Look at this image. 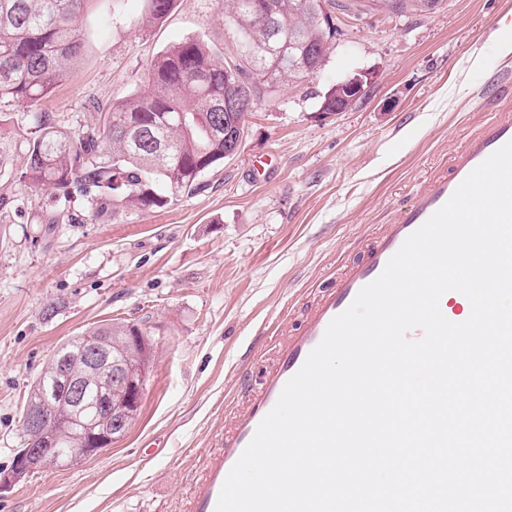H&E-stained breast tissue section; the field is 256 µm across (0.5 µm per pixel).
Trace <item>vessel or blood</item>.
<instances>
[{
    "mask_svg": "<svg viewBox=\"0 0 512 512\" xmlns=\"http://www.w3.org/2000/svg\"><path fill=\"white\" fill-rule=\"evenodd\" d=\"M511 140L512 114L506 112L483 122L471 140L450 155L447 167L435 173L424 189L414 193L409 205L399 209L390 223L370 238L362 254L342 264L325 287L314 291L299 325L285 335L272 337L273 359L242 389L236 407L225 419L217 450L190 491L185 512H215L230 469L331 320L350 306L361 288L378 277L406 238L451 197L468 174ZM467 304L464 295L451 291L442 297L440 307L447 319L459 322L463 319L460 309Z\"/></svg>",
    "mask_w": 512,
    "mask_h": 512,
    "instance_id": "b4317fda",
    "label": "vessel or blood"
}]
</instances>
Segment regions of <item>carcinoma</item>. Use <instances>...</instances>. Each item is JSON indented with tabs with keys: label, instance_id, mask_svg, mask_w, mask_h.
Here are the masks:
<instances>
[{
	"label": "carcinoma",
	"instance_id": "1",
	"mask_svg": "<svg viewBox=\"0 0 512 512\" xmlns=\"http://www.w3.org/2000/svg\"><path fill=\"white\" fill-rule=\"evenodd\" d=\"M92 0H0V103L37 114L40 134L29 143L22 172L30 187L51 188L63 196L77 189L94 197L99 213L117 207L162 208L183 192L200 189V178L228 158L229 141L244 134L246 116L267 89L290 86L320 73L336 39V0H226L218 21L235 45L231 60L215 53L198 33L161 50L147 73V89L115 102L102 125L63 130L40 111L41 102L68 74L81 54L79 17ZM150 16L161 20L175 0H149ZM392 14L409 10L434 13L445 0H381ZM234 94L240 112H224V97ZM344 86L328 85L319 107L330 112L354 106ZM141 341L131 340L134 334ZM89 337L112 343L119 366L111 390L121 389L128 365L149 372L151 343L142 329L106 323L59 346L30 386L23 412L39 400L42 386L62 372L71 385L55 397L41 426L21 429V447L43 436L68 447L83 426L68 420L85 401L83 421L100 432L112 417L93 389H84L89 356L79 354Z\"/></svg>",
	"mask_w": 512,
	"mask_h": 512
}]
</instances>
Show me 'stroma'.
Returning <instances> with one entry per match:
<instances>
[{"instance_id": "obj_1", "label": "stroma", "mask_w": 512, "mask_h": 512, "mask_svg": "<svg viewBox=\"0 0 512 512\" xmlns=\"http://www.w3.org/2000/svg\"><path fill=\"white\" fill-rule=\"evenodd\" d=\"M148 9L93 0L78 23L80 57L42 102L52 123L98 124L187 36L230 47L224 0H176L163 21L126 24ZM336 26L321 73L264 95L235 155L160 209L100 217L88 197L26 186L38 131L0 105V471L19 444L28 386L58 346L116 319L141 325L154 347L130 429L92 458L0 491V512H183L242 372L264 365L309 290L357 257L512 91V52L497 38L512 27V0H447L423 15L340 11ZM357 70L373 75L365 98L321 114L329 77ZM262 157L274 167L258 184L250 164Z\"/></svg>"}]
</instances>
